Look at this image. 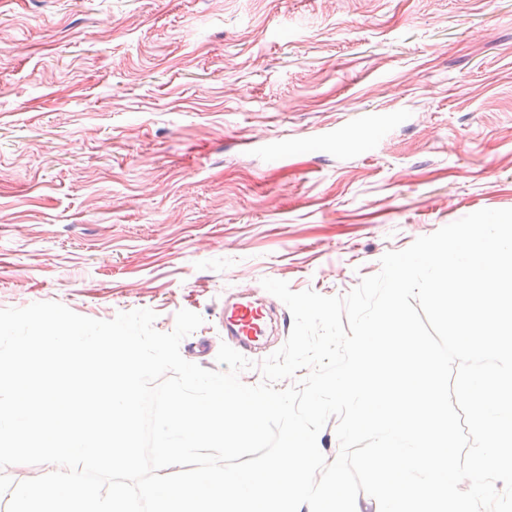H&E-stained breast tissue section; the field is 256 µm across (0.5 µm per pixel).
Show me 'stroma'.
<instances>
[{
  "label": "stroma",
  "instance_id": "35a3bbf8",
  "mask_svg": "<svg viewBox=\"0 0 512 512\" xmlns=\"http://www.w3.org/2000/svg\"><path fill=\"white\" fill-rule=\"evenodd\" d=\"M399 122L337 151L315 132ZM298 141L276 158V141ZM512 208V0H0V309L55 301L217 369L262 279L343 296L381 257Z\"/></svg>",
  "mask_w": 512,
  "mask_h": 512
}]
</instances>
